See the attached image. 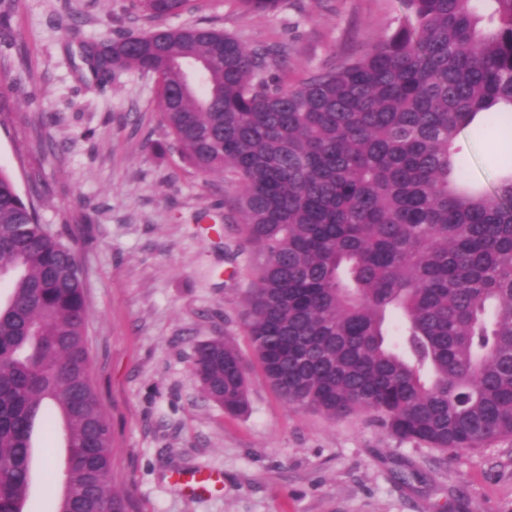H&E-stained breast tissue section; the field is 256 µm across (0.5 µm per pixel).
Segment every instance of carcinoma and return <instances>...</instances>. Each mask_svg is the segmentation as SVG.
<instances>
[{
	"label": "carcinoma",
	"instance_id": "1",
	"mask_svg": "<svg viewBox=\"0 0 512 512\" xmlns=\"http://www.w3.org/2000/svg\"><path fill=\"white\" fill-rule=\"evenodd\" d=\"M192 0H137L154 19ZM272 13L285 0H235ZM403 24L289 87L286 48L206 25L105 34L100 79L152 74L169 146L222 176L252 247L245 331L288 405L370 413L402 442L446 451L512 437V167L471 185L457 145L512 129V0H399ZM72 230L41 223L0 169V512H27L37 421L67 430L55 512H128L90 379L88 306ZM191 371L230 415L249 405L234 339Z\"/></svg>",
	"mask_w": 512,
	"mask_h": 512
}]
</instances>
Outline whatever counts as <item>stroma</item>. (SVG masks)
I'll return each mask as SVG.
<instances>
[{
  "mask_svg": "<svg viewBox=\"0 0 512 512\" xmlns=\"http://www.w3.org/2000/svg\"><path fill=\"white\" fill-rule=\"evenodd\" d=\"M402 21L397 0H287L268 14L203 0L170 24L287 44L281 77L294 86ZM155 25L131 0H16L0 26V168L43 223L75 234L91 380L130 512H512V438L456 452L402 442L368 414L285 405L256 368L246 414L204 398L190 372L200 342L230 336L252 352L241 225L207 231L194 220L223 211L236 190L167 149L155 78L100 84L83 61L101 35ZM460 141L465 174L512 165V141L496 131L473 128ZM59 447L53 429L38 428L28 512H54L59 486L43 466ZM191 471L221 474L222 490L185 495L172 477Z\"/></svg>",
  "mask_w": 512,
  "mask_h": 512,
  "instance_id": "1",
  "label": "stroma"
}]
</instances>
